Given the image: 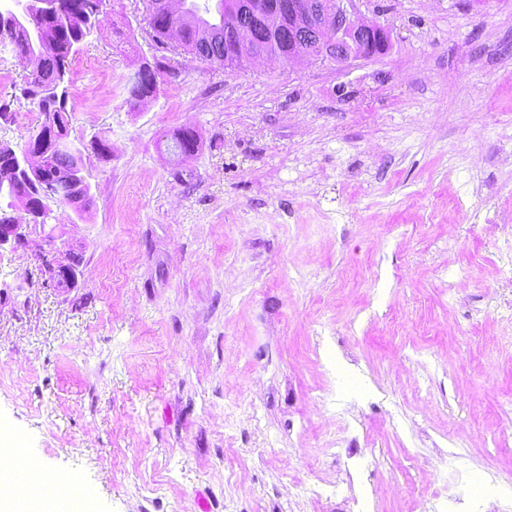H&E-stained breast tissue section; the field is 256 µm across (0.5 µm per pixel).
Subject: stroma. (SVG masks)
<instances>
[{"label": "stroma", "mask_w": 512, "mask_h": 512, "mask_svg": "<svg viewBox=\"0 0 512 512\" xmlns=\"http://www.w3.org/2000/svg\"><path fill=\"white\" fill-rule=\"evenodd\" d=\"M146 7L103 0L67 65L72 139L111 148L51 214L78 286L39 232L0 255V431L93 512H448L472 476L512 505V0H361L371 60L183 55L132 108ZM30 71L0 50L18 152ZM39 258L42 263L46 284L51 285L57 279L61 271L69 277L70 281L77 285L79 272V261L72 255L61 257V250L54 237L45 236L39 250ZM65 259V260H64ZM60 266H63L60 268Z\"/></svg>", "instance_id": "35a3bbf8"}]
</instances>
